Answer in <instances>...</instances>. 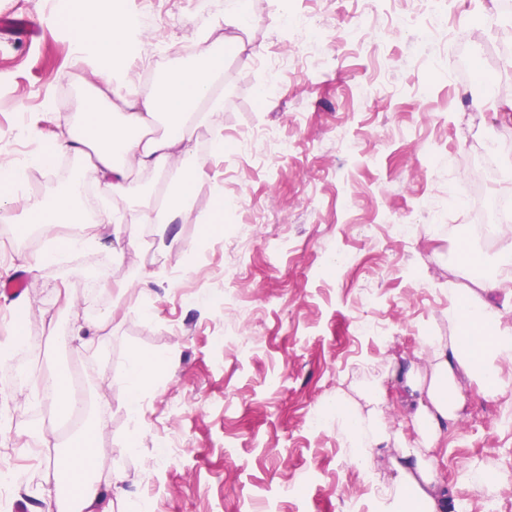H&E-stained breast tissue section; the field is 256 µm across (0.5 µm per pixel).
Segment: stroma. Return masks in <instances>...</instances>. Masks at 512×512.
Instances as JSON below:
<instances>
[{
	"instance_id": "obj_1",
	"label": "stroma",
	"mask_w": 512,
	"mask_h": 512,
	"mask_svg": "<svg viewBox=\"0 0 512 512\" xmlns=\"http://www.w3.org/2000/svg\"><path fill=\"white\" fill-rule=\"evenodd\" d=\"M157 0L143 27L127 81L142 93L168 69L223 43L228 55L216 82L224 110L216 123L223 154H213L205 128L193 143L209 158L213 178L194 187L192 206L168 228L180 247L149 249L114 238L90 219L89 250L29 274L22 294L28 333L40 347L24 360L23 384L0 387L7 437L0 462L36 474L0 497V512H37L60 484L42 459L19 449L67 436L45 420L40 382L56 371L74 375L87 403L83 421L96 430L94 474L113 512H343L365 497L368 475L388 476L396 448L376 449L369 472L351 465L335 420L337 394L355 398L357 384L385 373V410L392 430L412 436L403 418L395 370L425 365L422 339L448 331L449 289L465 295L482 279L507 275L502 244L469 238L466 228L494 198L512 192V176L493 159L492 180L472 185L468 203L449 175L470 176L490 141L512 149V66L491 46L512 32L500 0H449V28L427 32L418 0H247V25L212 28L229 0ZM101 0H74L67 23L52 0H0V18L41 27L31 43L0 39L1 160L28 155L79 124L109 65H76L71 24L94 19ZM288 14L275 28L270 16ZM414 28H399V17ZM426 30L424 41L413 32ZM492 70V87L459 70L460 55ZM56 98L43 104L45 90ZM288 139V153L246 144L243 132ZM158 178L145 176L126 193L77 197V206L133 216L153 204ZM27 194L19 191L10 255L0 260V346L15 315L3 289L23 258L47 245L40 231L21 235ZM223 225L219 236L208 223ZM348 261L334 265L330 256ZM384 337L363 334L362 319ZM102 322L95 343L79 347L74 323ZM161 357L163 369L142 391L141 413L127 408L132 354ZM461 416L429 456L448 487L447 512H512V385L494 396L462 380ZM322 415L318 428L309 419ZM141 445L131 449L130 436ZM485 469L491 482L475 484ZM127 478L111 486L113 470Z\"/></svg>"
}]
</instances>
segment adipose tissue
<instances>
[{"label":"adipose tissue","mask_w":512,"mask_h":512,"mask_svg":"<svg viewBox=\"0 0 512 512\" xmlns=\"http://www.w3.org/2000/svg\"><path fill=\"white\" fill-rule=\"evenodd\" d=\"M82 66L126 59L134 45V35L141 29L137 15L125 7V0H112L109 10L87 24L73 23ZM217 48L209 47L196 55L190 66L173 68L160 79L158 93L140 94L119 78L110 84L114 95L123 99L125 111L110 112L102 104L106 93L96 90L91 109L86 112L76 131L61 136L57 150H71L85 157L113 193L126 191L133 175L159 173L169 179L170 191L165 203L138 210L129 224L113 223L103 217L104 227L114 235L136 238L147 227L164 232L179 212L187 210L196 183L208 177L206 160L199 158L193 147L194 127L188 117L203 111L205 124H212L222 109L219 98L210 91L220 75L213 60ZM163 133H156L157 124ZM26 226L43 230L53 238L46 251L28 262L34 271L47 264L62 262L71 253L87 247L77 235L53 237L58 219L77 224L81 215L69 193L53 199L35 198L27 202ZM512 288V277L490 278L482 282L481 291L448 308V322L453 332L448 336H427L429 374L411 367L404 373L401 392L405 416L412 426L414 438L398 439L399 455L392 461L393 474L379 483L382 512H444V482L427 456L430 448L443 440L449 421L457 419L465 398L458 381L468 376L478 381L484 394L494 395L507 381L500 364L512 360V326L505 325L500 311L488 305L485 294ZM384 388L380 377H372L365 391L370 404L368 413L346 415L344 400L336 402V427L342 444L354 451L355 457L371 459L377 447L389 444V425L381 408ZM92 431H84L79 442L70 444L53 461L64 480L76 487L70 512H110L100 489L92 480Z\"/></svg>","instance_id":"adipose-tissue-1"}]
</instances>
